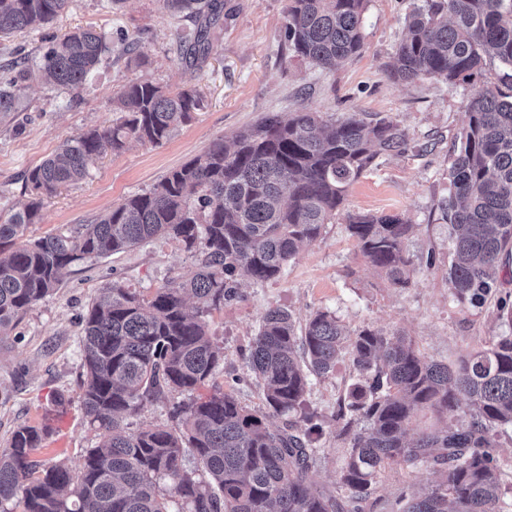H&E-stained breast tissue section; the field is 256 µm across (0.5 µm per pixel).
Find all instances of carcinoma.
Wrapping results in <instances>:
<instances>
[{"instance_id":"carcinoma-1","label":"carcinoma","mask_w":512,"mask_h":512,"mask_svg":"<svg viewBox=\"0 0 512 512\" xmlns=\"http://www.w3.org/2000/svg\"><path fill=\"white\" fill-rule=\"evenodd\" d=\"M68 2L0 0V37L50 23ZM163 2L212 18L224 9L220 0ZM365 9L366 0H288V45L331 70L362 50ZM406 26L390 66L396 80L433 77L464 86L493 65L500 70L497 81L467 98L444 212L455 231L449 290L461 303L479 304L503 287V268L512 261V0H423ZM104 51L101 34L78 30L49 43L41 68L53 86L78 89ZM25 81L23 66L0 72L1 115L20 111ZM200 104L194 89L172 93L129 82L112 100L115 122L79 134L29 171L30 199L0 224L1 334L85 259L164 236L180 241L197 265L190 280L149 298L114 279L80 315L81 400L103 438L75 473L63 462L31 460L49 425L16 429L0 451V512H14L16 504L21 512H364L377 478L393 463L439 477L407 497L402 512H504L498 437L512 428L511 335L448 364L426 359L400 329L350 332L327 311L301 323L288 311L267 310L249 343L248 364L274 413L297 410L311 377L331 374L346 351L353 358L357 379L338 414L349 444L335 491L309 477L323 433L312 415L273 430L268 415L215 388L205 398L173 403L171 426L124 424L149 401L207 384L224 352L204 314L234 299L238 280L278 276L343 211L348 187L376 158L409 148L390 119L273 113L230 143L213 141L96 222L23 240L44 199L87 178L93 158L131 141L164 143ZM346 221L367 262L407 287L415 265L411 225L372 213L348 212ZM189 295L198 301L194 313ZM417 409L431 411L436 426L412 432ZM188 453L197 466L185 465Z\"/></svg>"}]
</instances>
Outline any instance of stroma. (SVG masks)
Returning a JSON list of instances; mask_svg holds the SVG:
<instances>
[{
  "label": "stroma",
  "mask_w": 512,
  "mask_h": 512,
  "mask_svg": "<svg viewBox=\"0 0 512 512\" xmlns=\"http://www.w3.org/2000/svg\"><path fill=\"white\" fill-rule=\"evenodd\" d=\"M418 2L368 0L360 54L326 71L290 56L285 38L288 0H226L233 11L221 16L210 52L195 62L185 59L183 44L193 38L199 19L170 11L162 0H122L116 6L111 0H69L47 26L0 39V66L18 60L30 69L23 111L0 116V221L26 202L24 177L29 170L74 136L111 125L116 117L113 97L134 80L172 92L196 89L202 105L163 144L133 143L96 157L86 179L45 200L40 221L28 226L26 238L94 223L213 140L232 139L269 113L388 117L405 131L410 148L379 157L350 187L346 208L396 215L411 224L408 245L416 270L409 286H394L373 268L344 216H337L278 277L258 284L241 281L236 300L206 314L211 338L224 351L215 384L245 405L263 407L262 391L251 380L245 355L270 309L289 311L300 322L316 311H328L352 331L367 325L400 328L425 356L445 363L487 345L492 337L512 333L498 320L495 302L464 305L448 288L452 228L443 207L451 193V138L467 121V92L441 80L400 82L389 76L387 66ZM77 29L101 33L108 49L86 83L70 91L45 81L40 56L49 40ZM127 38L138 41L137 59L123 51ZM195 271L194 257L169 237L70 267L58 288L33 305L16 329L0 335V450L7 448L17 426L45 421L53 432L35 452V460L45 465L62 461L79 470L86 450L101 438L80 403L81 313L113 279L148 298L156 288L190 279ZM354 378L351 358L342 354L332 374L312 381L301 410L292 414L298 420L312 413L324 422L311 478L328 489L336 484L345 451L336 416ZM59 393L71 403L58 414L52 400ZM429 479L425 470L392 464L382 473L365 512H399L401 493Z\"/></svg>",
  "instance_id": "1"
}]
</instances>
